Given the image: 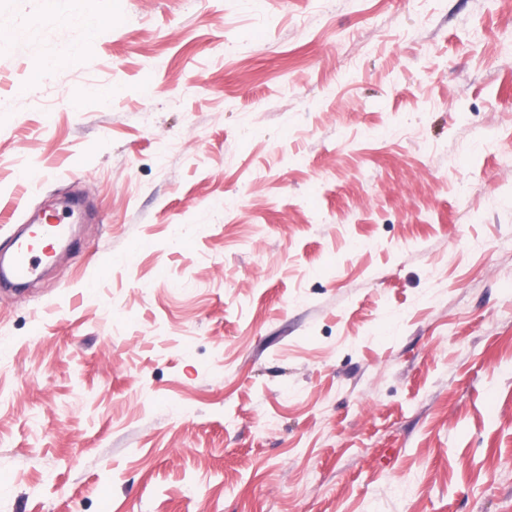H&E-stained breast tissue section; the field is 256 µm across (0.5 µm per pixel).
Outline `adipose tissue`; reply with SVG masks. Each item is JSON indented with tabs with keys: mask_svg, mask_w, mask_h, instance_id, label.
<instances>
[{
	"mask_svg": "<svg viewBox=\"0 0 512 512\" xmlns=\"http://www.w3.org/2000/svg\"><path fill=\"white\" fill-rule=\"evenodd\" d=\"M51 17L55 22L73 26L77 32L76 40L68 46L59 47L46 42L38 28L22 26L16 29L15 39L25 43L33 60L44 66H50L80 53L93 35L90 21L73 15L70 0H52Z\"/></svg>",
	"mask_w": 512,
	"mask_h": 512,
	"instance_id": "ef3b65f1",
	"label": "adipose tissue"
}]
</instances>
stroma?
I'll return each instance as SVG.
<instances>
[{"label": "stroma", "mask_w": 512, "mask_h": 512, "mask_svg": "<svg viewBox=\"0 0 512 512\" xmlns=\"http://www.w3.org/2000/svg\"><path fill=\"white\" fill-rule=\"evenodd\" d=\"M0 0V512H512V0ZM50 18L55 23L73 26L77 32L76 40L68 46L59 47L46 42L40 35L39 29L31 26H21L14 33L15 39L25 43L32 59L41 65L50 66L80 53L93 35L90 21L72 14L70 0H52ZM51 217L54 223L24 225L23 232L9 240L6 251L0 253V288L20 286L33 278L42 265L49 264L54 243L65 230L58 215Z\"/></svg>", "instance_id": "35a3bbf8"}]
</instances>
